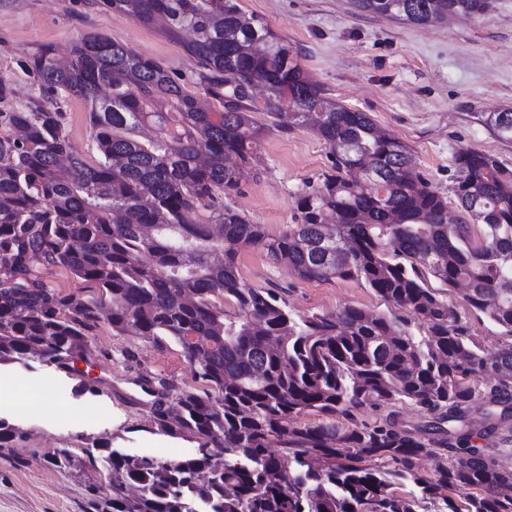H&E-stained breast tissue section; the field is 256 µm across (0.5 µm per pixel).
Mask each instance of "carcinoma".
Masks as SVG:
<instances>
[{
    "label": "carcinoma",
    "mask_w": 512,
    "mask_h": 512,
    "mask_svg": "<svg viewBox=\"0 0 512 512\" xmlns=\"http://www.w3.org/2000/svg\"><path fill=\"white\" fill-rule=\"evenodd\" d=\"M166 35L190 33L188 84L163 62L101 34L60 62L24 58L42 98L0 112V365L35 357L69 368L95 328L174 342L200 388L143 378L157 431L196 452L163 460L105 448L56 465L106 472L108 512H512V342L489 351L469 333L478 312L512 337V169L460 149L448 202L399 138L308 81L288 42L239 0H104ZM361 13L434 26L481 15L490 0H352ZM88 107L76 147L58 101ZM286 133L309 125L331 167L296 202L278 236L231 202L259 159L254 113ZM486 122L512 140V111ZM260 247L303 280H356L410 313L349 306L300 315L240 277L238 253ZM149 261H143V257ZM89 288L63 293L42 269ZM438 286H433V283ZM465 285L464 306L448 288ZM408 403L432 416L422 434L395 415L342 426L360 407ZM313 411L321 422L301 425ZM279 452L269 450L270 443ZM433 461L421 474L417 461Z\"/></svg>",
    "instance_id": "1"
}]
</instances>
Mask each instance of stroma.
<instances>
[{"label":"stroma","instance_id":"35a3bbf8","mask_svg":"<svg viewBox=\"0 0 512 512\" xmlns=\"http://www.w3.org/2000/svg\"><path fill=\"white\" fill-rule=\"evenodd\" d=\"M490 3L483 15L421 26L354 12L350 0H240L247 14L288 41L307 78L326 96L368 113L406 143L416 170L443 193L452 184L459 149L493 155L512 168V141L499 139L484 122L512 109V0ZM93 33L160 60L179 78L190 79L196 69L195 59L158 26L143 25L102 0H0V79L13 89L10 109L27 108L40 96L20 65L24 57L46 46L68 53L73 41ZM260 156L259 175L243 179L232 202L251 223L278 235L294 223L306 182L330 167L329 149L301 126L268 133ZM237 265L249 286L275 289L297 314H333L347 306L390 311L360 282L300 279L257 247L241 251ZM93 341L73 375L36 359L0 367L18 395L42 399L17 419L18 434L0 448V512H94L95 498L109 496V487L93 470L55 465L60 448L79 455L108 445L159 459L194 453V443L156 432L153 398L141 387L142 377L154 374L181 388L192 385L179 347L116 336L104 326ZM82 379L95 384L98 395L73 396Z\"/></svg>","mask_w":512,"mask_h":512}]
</instances>
